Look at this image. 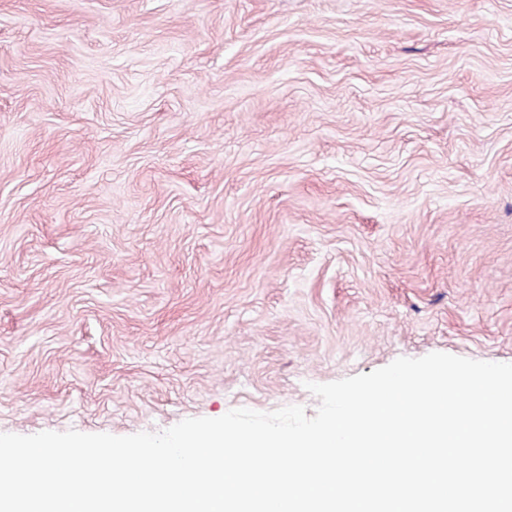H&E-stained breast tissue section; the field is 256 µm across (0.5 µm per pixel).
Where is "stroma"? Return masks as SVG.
<instances>
[{
	"instance_id": "35a3bbf8",
	"label": "stroma",
	"mask_w": 512,
	"mask_h": 512,
	"mask_svg": "<svg viewBox=\"0 0 512 512\" xmlns=\"http://www.w3.org/2000/svg\"><path fill=\"white\" fill-rule=\"evenodd\" d=\"M512 363V0H0V433Z\"/></svg>"
}]
</instances>
